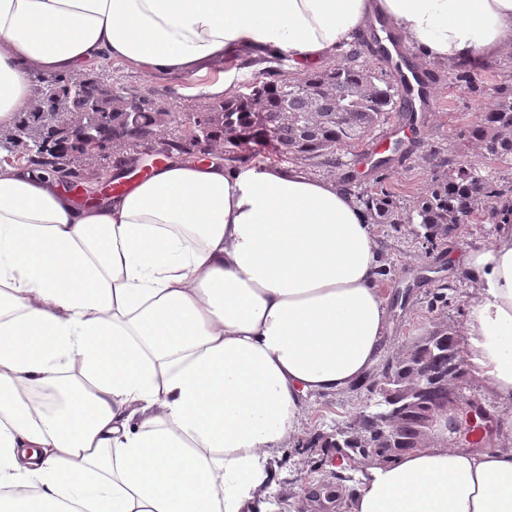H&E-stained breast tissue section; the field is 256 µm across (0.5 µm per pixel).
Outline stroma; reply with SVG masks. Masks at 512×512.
Returning a JSON list of instances; mask_svg holds the SVG:
<instances>
[{
	"label": "stroma",
	"instance_id": "35a3bbf8",
	"mask_svg": "<svg viewBox=\"0 0 512 512\" xmlns=\"http://www.w3.org/2000/svg\"><path fill=\"white\" fill-rule=\"evenodd\" d=\"M511 56L512 47L502 50L499 66L478 74L473 85L445 78L436 81L430 88V106L418 113L414 125H405L399 116H391L365 145L344 152L341 165L313 169V176L340 181L354 175L358 190L386 188L402 210L412 211L431 185V149L440 147L460 161L481 163L480 147L460 142L457 133L474 121L477 113L492 107L494 87L512 73L502 65ZM97 70L111 75L113 82L151 92L176 115L206 111L212 102L211 96L205 94L177 92L170 77L148 76L122 62L106 60L99 63ZM373 230L386 271L382 282L389 315L385 356L402 355L406 343L425 335L435 318H445L455 328H462L469 285L453 266L448 252L487 243L489 226L462 225L448 240L434 246L416 236L414 225L408 223L377 224ZM370 398V393L361 389L309 400L303 433L331 432L345 424ZM281 462L282 478L287 481L289 492L283 512H348L346 505L331 503L317 492L321 480L332 470L325 449L288 447L282 451Z\"/></svg>",
	"mask_w": 512,
	"mask_h": 512
}]
</instances>
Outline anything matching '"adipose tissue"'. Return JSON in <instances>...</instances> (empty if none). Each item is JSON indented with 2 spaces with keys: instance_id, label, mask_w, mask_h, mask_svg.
<instances>
[{
  "instance_id": "obj_1",
  "label": "adipose tissue",
  "mask_w": 512,
  "mask_h": 512,
  "mask_svg": "<svg viewBox=\"0 0 512 512\" xmlns=\"http://www.w3.org/2000/svg\"><path fill=\"white\" fill-rule=\"evenodd\" d=\"M376 14L428 61L512 47V0H0V127L36 72L112 60L221 95L227 58L302 70ZM460 268L467 367L512 407V223ZM381 269L363 207L297 168L177 156L83 207L0 165V512H271L308 399L381 359ZM367 473L351 512H512V448L431 437Z\"/></svg>"
}]
</instances>
